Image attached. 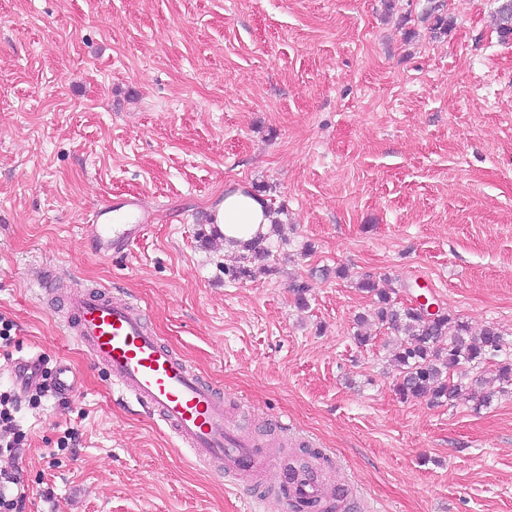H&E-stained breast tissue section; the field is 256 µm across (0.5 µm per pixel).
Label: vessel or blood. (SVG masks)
<instances>
[{"instance_id":"vessel-or-blood-1","label":"vessel or blood","mask_w":512,"mask_h":512,"mask_svg":"<svg viewBox=\"0 0 512 512\" xmlns=\"http://www.w3.org/2000/svg\"><path fill=\"white\" fill-rule=\"evenodd\" d=\"M152 221L137 197L130 196L96 208L84 230L92 252L110 258L124 253ZM60 321L65 332L104 367L113 386L156 415L196 460L234 483L243 476L257 480L266 474L271 463L256 454L258 440L242 433L212 384L150 334L137 303L106 291L80 290L69 295ZM54 386L64 394L76 393L79 377L70 365L59 363ZM324 495L320 481L301 473L284 498L285 508L295 512L302 502L319 501Z\"/></svg>"}]
</instances>
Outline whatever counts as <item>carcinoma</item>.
Instances as JSON below:
<instances>
[{
	"label": "carcinoma",
	"instance_id": "obj_1",
	"mask_svg": "<svg viewBox=\"0 0 512 512\" xmlns=\"http://www.w3.org/2000/svg\"><path fill=\"white\" fill-rule=\"evenodd\" d=\"M493 15L500 39H512V0H495ZM435 35H445L448 19L445 0H426L422 14ZM270 236L259 235L239 247L237 265L228 270L235 280L252 276L254 269L270 271ZM359 288L376 297L378 317L393 335L392 361L398 370L395 391L402 400L427 397L434 403L453 401L463 389L469 373L486 370L492 379L512 386V344L494 326L475 336L460 318L446 311L426 314L412 305H401L394 290L374 281Z\"/></svg>",
	"mask_w": 512,
	"mask_h": 512
}]
</instances>
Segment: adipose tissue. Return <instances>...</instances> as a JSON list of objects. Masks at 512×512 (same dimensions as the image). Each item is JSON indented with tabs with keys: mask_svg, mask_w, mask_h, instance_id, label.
<instances>
[{
	"mask_svg": "<svg viewBox=\"0 0 512 512\" xmlns=\"http://www.w3.org/2000/svg\"><path fill=\"white\" fill-rule=\"evenodd\" d=\"M215 224L225 239L246 241L264 232L269 222L266 204L251 190L231 184L215 208Z\"/></svg>",
	"mask_w": 512,
	"mask_h": 512,
	"instance_id": "obj_1",
	"label": "adipose tissue"
}]
</instances>
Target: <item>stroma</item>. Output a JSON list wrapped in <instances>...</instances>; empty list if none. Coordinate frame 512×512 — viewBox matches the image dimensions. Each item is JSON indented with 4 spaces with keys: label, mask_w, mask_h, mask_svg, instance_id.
<instances>
[{
    "label": "stroma",
    "mask_w": 512,
    "mask_h": 512,
    "mask_svg": "<svg viewBox=\"0 0 512 512\" xmlns=\"http://www.w3.org/2000/svg\"><path fill=\"white\" fill-rule=\"evenodd\" d=\"M0 0V394L17 405L24 512H284L256 501L122 401L42 306L105 287L267 451L348 479L369 512H512V394L400 400L372 297H433L512 341V40L495 0ZM266 186L287 243L233 281L202 225L227 183ZM136 195L157 219L124 255H90L93 208ZM307 284L306 307L296 288ZM365 317L357 325V317ZM369 335L362 346L356 334ZM39 357L48 391L13 374ZM66 361L75 394L51 392ZM288 424L285 439L266 418ZM427 4L424 7L420 19L423 23H427L430 31L438 35H445L448 33V27L451 20L448 19V13L445 0H426ZM497 3L493 15L496 32L501 40L512 39V0H495Z\"/></svg>",
    "instance_id": "obj_1"
}]
</instances>
